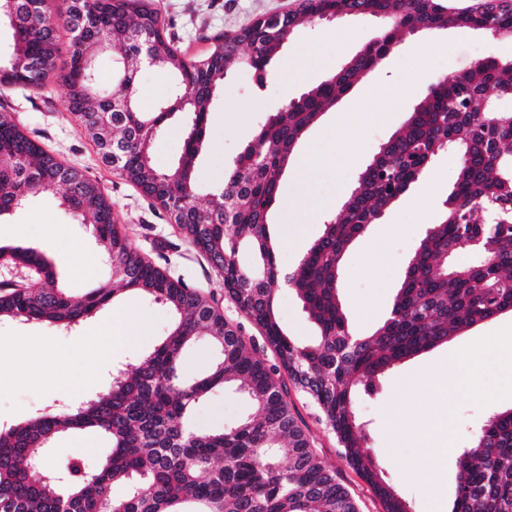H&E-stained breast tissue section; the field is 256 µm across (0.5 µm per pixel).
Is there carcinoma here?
I'll return each instance as SVG.
<instances>
[{"label":"carcinoma","instance_id":"carcinoma-1","mask_svg":"<svg viewBox=\"0 0 512 512\" xmlns=\"http://www.w3.org/2000/svg\"><path fill=\"white\" fill-rule=\"evenodd\" d=\"M380 13L390 21L376 39L335 73L270 113L231 164L224 183L197 204L196 159L207 140L209 114L226 77L249 67L258 84L274 74L276 58L304 23L329 15ZM87 21L75 30L76 17ZM212 36L202 59L186 57L169 33L172 21L157 0H71L63 12L43 0H0V22L12 31L0 55V90L67 87L65 108L98 149L103 163L120 154L125 179L168 218L208 261L224 297L271 350L270 364L247 350L242 324L230 322L214 298L153 264L129 240L112 201L97 181L64 164L30 138L11 113L0 111V217L29 198L52 196L90 225L112 257V286L75 299L58 284L43 252L0 246V257L35 268L27 285L0 287V319L70 330L134 291L165 307L172 326L131 369L118 368L97 396L55 414L36 415L0 430V512H360L350 490L311 448L280 376L316 406L350 467L372 488L384 512H409L367 443L355 398L372 394L395 364L434 349L448 337L512 313V118L489 111V101L512 100V60L488 58L432 88L403 129L362 170L343 214L326 222L285 277L318 328L301 344L283 329L274 284L281 271L269 234L280 183L307 129L382 60L401 32L456 28L512 36V0H300L298 6ZM71 34L69 64L55 65L59 32ZM119 55L111 89L103 92L94 55ZM145 66L167 74L170 88L152 112L138 103ZM183 120L186 137L166 171L152 161L168 123ZM459 155L440 221L428 225L411 254L384 322L355 336L339 300L343 256L353 240L427 171L442 152ZM479 260L460 256L474 252ZM253 255L249 266L241 250ZM208 336L218 358L202 377L182 372L183 350ZM234 387L254 413L220 431L188 422L193 407L217 388ZM90 430L110 452L88 472L77 458L59 468L42 463L59 434ZM460 479L451 512H512V408L494 411L459 456ZM122 479L126 493L112 498Z\"/></svg>","mask_w":512,"mask_h":512}]
</instances>
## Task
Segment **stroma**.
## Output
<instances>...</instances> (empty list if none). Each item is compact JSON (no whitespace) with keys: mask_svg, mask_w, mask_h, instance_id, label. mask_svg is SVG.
I'll return each mask as SVG.
<instances>
[{"mask_svg":"<svg viewBox=\"0 0 512 512\" xmlns=\"http://www.w3.org/2000/svg\"><path fill=\"white\" fill-rule=\"evenodd\" d=\"M159 5L174 24L181 50L199 59L211 47L210 36L247 26L262 14L294 8L296 0H159ZM384 26V21L376 18L309 24L283 48L282 56L293 59V68L278 70L265 88L257 87L250 70L231 74L213 103L208 145L198 160L202 191L223 182L232 161L267 113L336 72ZM501 51L500 43L457 29L403 34L389 55L359 80L334 111L311 126L298 144V151L315 150L324 163L303 180L292 167L283 176L281 201L272 210L269 224L280 270L287 272L297 265L321 235L324 223L339 213L368 161L403 126L432 85ZM65 97L66 89L59 83L38 94L15 89L0 95V110L10 112L31 138L45 144L61 161L96 180L111 199L129 239L155 265L189 287L213 294L222 301L225 315L240 322V314L225 302L222 281L205 257L119 171L102 163L92 141L66 111ZM346 112L356 116L353 128L336 122L337 116ZM457 164L456 154L440 155L430 171L413 183L378 223L369 225L350 244L339 293L354 335L371 334L387 317L415 245L427 226L440 218ZM0 244L39 248L53 265L59 282L75 298L112 279V267L103 261L88 229L43 197L31 199L18 214L0 218ZM277 293L279 317L287 333L302 343L313 340L315 328L295 292L281 285ZM109 319L122 322L125 329L123 341L112 350L116 367L150 352L169 326L164 308L132 291L121 293L69 332L46 324L0 321V345L16 352L13 359L0 363V429L24 422L46 408L92 398L104 389L106 379H86L78 389L52 397L43 380L62 370L78 375L76 344L94 335L97 326ZM47 336L54 338V349L36 362H28L27 352L39 347ZM502 338H512L511 313L406 359L384 375L378 393L358 396L356 411L367 424L368 443L376 448L386 476L411 512H450L462 448L468 447L475 427L491 411L512 408V366L489 361L477 389L447 401L424 399L421 391L409 389V382L423 369L447 368L448 357L455 352ZM288 400L313 448L336 470L358 500L361 512H383L380 500L347 464L335 434L314 405L294 387L288 390ZM445 406L455 423L453 434H438L433 446L424 451L393 439V425L410 427L415 419L432 418ZM251 411L244 397L217 390L195 406L191 423L198 430L220 429ZM79 443L90 444V451L79 456L87 470H97L108 444L96 434L59 437L53 460L60 463L72 457V448ZM423 453L428 456V467L419 476H412L413 463Z\"/></svg>","mask_w":512,"mask_h":512,"instance_id":"stroma-1","label":"stroma"}]
</instances>
